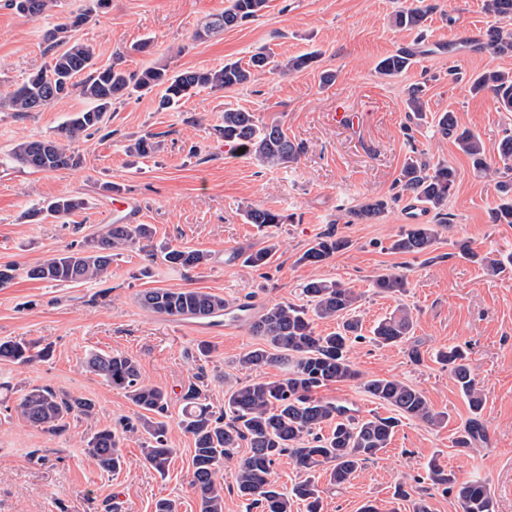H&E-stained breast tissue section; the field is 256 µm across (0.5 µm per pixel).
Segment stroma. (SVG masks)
<instances>
[{"instance_id":"obj_1","label":"stroma","mask_w":512,"mask_h":512,"mask_svg":"<svg viewBox=\"0 0 512 512\" xmlns=\"http://www.w3.org/2000/svg\"><path fill=\"white\" fill-rule=\"evenodd\" d=\"M421 0H268L260 17L239 27L195 39V32L227 0H109L98 21L75 31L91 44L95 63H120L130 72L155 64L174 70L216 69L229 61H248L267 49L276 59L318 52L305 70L262 74L232 90L203 89L178 109L158 111L154 95L130 98L108 114L109 135L94 134L79 144L82 169L36 172L11 161L13 147L27 137H55L74 112L88 108L80 93L43 111L19 115L2 103L31 73L48 61L43 34L64 17L84 8L85 0H56L45 16L31 19L0 0V268L10 265L14 279L0 286V341H37L51 346L49 359L27 366L0 362V512H153L156 500L169 498L176 512H198L192 485L193 439L179 424L182 389L198 381L207 403H224V376L241 380L279 378L266 367L235 371L234 362L256 343L244 322L225 329L223 321L166 317L144 310L141 292L153 288H196L261 308L300 302V289L315 278L338 280L362 293L365 327L406 305L417 319L411 345L355 343L352 360L362 380L395 377L424 392L448 423L428 427L403 421L388 448L368 463L350 484L337 487L320 478L324 512H414L415 497L398 486L419 479L426 487L429 512H461L454 493L434 489L427 465L436 462L459 478L487 480L495 512H512V267L492 273L483 256L512 254V224H496L499 203L494 181L474 172L452 139L438 135L433 121L455 113L460 125L480 137L488 158H497L500 141L512 133V112L499 111L491 95H475L479 73L512 71L511 55L477 51L472 39L496 26L484 0H422L430 11L421 29L394 23L396 13ZM402 48L415 53L412 65L394 78L381 77L377 63ZM336 73L323 83L324 71ZM425 88L427 118L418 121L406 107L409 86ZM253 112L263 124H280L301 143L298 164L268 168L226 150L213 135L225 110ZM350 112L355 125H336L337 110ZM155 134L160 150L142 159L128 156L129 140ZM454 167L458 179L448 199V223L427 215L437 231L430 253H394L391 245L405 228L410 202L397 199L396 181L406 158ZM121 186L140 224L151 225L156 247L207 251L206 265L184 270L162 260L147 261L138 248L116 257L106 278L81 285H54L26 277L50 250L80 246L85 237L113 223V195L104 183ZM63 195L83 198L84 209L62 219L39 222L25 212ZM384 199L387 211L365 223L347 221L350 209ZM287 215L284 224L246 223L248 205ZM335 234L347 249L320 265L299 263V255L318 237ZM280 242L272 262L250 267L242 255ZM469 244L475 259L460 256ZM408 270L405 295L375 293L373 275L397 267ZM211 347L200 355L199 345ZM417 346L420 362L409 357ZM462 346L470 372L482 391L479 420L484 435L473 451L454 446L471 419L467 401L439 350ZM96 351L134 358L143 379L167 390L168 444L175 453L166 474L146 467L140 432L123 435L126 464L120 473L98 468L84 454L83 438L92 423L70 421L57 435L17 416L23 389L40 386L92 399L101 423L114 427L137 416L122 391L87 371ZM322 398L349 404L357 417L386 416L390 410L368 396L359 382L319 389Z\"/></svg>"}]
</instances>
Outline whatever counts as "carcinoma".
<instances>
[{
  "mask_svg": "<svg viewBox=\"0 0 512 512\" xmlns=\"http://www.w3.org/2000/svg\"><path fill=\"white\" fill-rule=\"evenodd\" d=\"M9 6L30 18L44 15L52 0H8ZM108 0H89L85 9L73 13L46 31L44 52L50 61L31 73L12 93L8 107L18 113L39 112L49 105L68 98L72 90L91 102V106L73 113L54 138H30L19 142L11 158L36 171H77L83 168L84 157L78 143L99 130L112 107L132 96L159 90L158 109L170 110L185 97L201 90H226L244 85L256 74L265 71H301L316 61L315 53H307L277 61L262 50L246 63L227 62L219 69L172 71L169 66L155 65L139 72H127L112 64L95 67L90 45L73 39L72 32L90 23L106 8ZM267 7V0H231V6L196 31L202 39L212 33L228 30L253 20ZM484 10L502 19H512V0H484ZM428 9L416 7L399 12L395 24L409 30L419 29L426 20ZM481 47L499 55L512 54V31L491 28L481 39ZM414 52L402 50L382 59L378 73L392 77L404 72L412 63ZM89 77L78 83L83 73ZM473 94L492 95L499 108L512 112V72L488 70L477 75L470 86ZM408 111L422 120L426 117L423 89L409 88ZM436 132L454 137L456 146L469 157L474 171L494 174L498 192L504 197L493 214L496 224H512V179H504L512 169V134L499 145V168L489 160L477 135L468 129L459 130L454 113L439 115ZM214 134L235 149L243 148V156L269 168H287L297 163L302 147L288 138L277 124L260 125L254 114L242 109L224 111V124L214 128ZM155 135L146 133L127 146V152L139 158L155 154ZM457 182L455 168L439 163L431 166L412 157L404 163L399 184L401 191L436 213L447 206ZM84 199L59 196L34 208L29 217L63 218L83 209ZM387 208L384 200L367 201L348 212V223L370 221ZM249 224H282L285 216L258 205L247 207L244 214ZM153 231L148 224H107L96 235L85 240L78 249L54 251L27 275L56 285L85 284L103 278L112 259L122 251L137 246L150 259ZM436 241V231L429 224H411L403 229L391 249L399 254L420 255L430 252ZM349 240L323 236L308 244L298 257L304 264H322L334 254L348 248ZM278 243L248 253L244 261L250 266L267 265L277 252ZM163 261L174 267L197 268L209 260L201 250L165 248L160 251ZM408 285L401 272L380 273L373 277V287L380 293L403 295ZM307 304L288 302L266 306L247 328L259 343L237 360L240 368L258 370L268 366L284 368L282 377L262 378L241 382L224 375L230 388L225 393L224 410L214 412L201 403L202 391L191 381L184 388V405L179 424L193 438V486L199 512H224V487L218 474L223 461L230 458L240 442L248 444V454L239 460L235 482L238 494L249 509L259 512H292L294 500L303 502L306 512H323L318 487L321 473L329 476L333 485L351 482L362 467L378 457L391 443L402 420H417L429 427H439L446 416L430 406L424 392L395 378H372L360 381L352 361L353 344L368 339L382 346H401L414 335L416 320L404 306L379 320L363 334V319L359 314L360 295L338 281L315 279L302 288ZM145 310L169 317L207 319L224 314L228 300L220 295L194 288H156L140 294ZM338 321L337 330L325 336L316 331L315 321ZM51 346L35 342L0 341V362L29 365L45 360ZM437 359L460 387L472 414L480 416L484 400L468 365L466 352L460 346H450L437 354ZM86 368L99 375L112 388L124 391L131 403L140 410L138 422L148 435L141 448L143 463L163 475L168 470L175 449L167 446V422L161 420L168 406V395L162 388L145 382L138 363L121 353H93ZM361 382L363 390L390 408L389 416L374 415L358 418L352 409L316 396V390L331 384ZM18 416L49 434L66 430L67 419L93 421L95 402L88 398L60 395L47 387L33 386L24 390L15 406ZM329 433L322 434L323 428ZM479 432L468 424L455 440L461 452L473 449ZM84 452L101 470L116 472L125 465L119 439L106 425L98 426L85 441ZM289 456L300 474V480L289 490L272 478L273 468L280 457ZM428 479L434 487L442 486L455 492L462 512H494L491 491L481 479L459 480L452 471L429 464Z\"/></svg>",
  "mask_w": 512,
  "mask_h": 512,
  "instance_id": "cac0c4a2",
  "label": "carcinoma"
}]
</instances>
